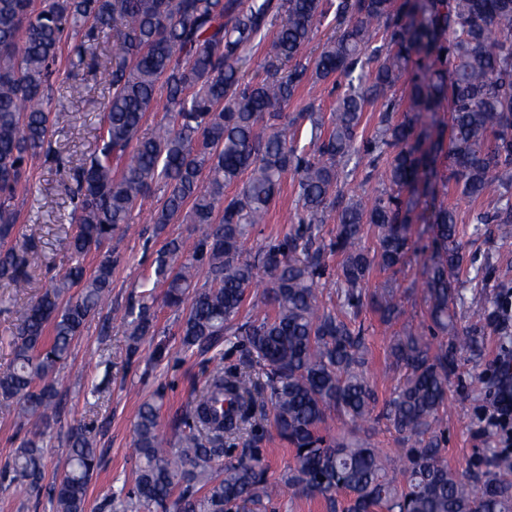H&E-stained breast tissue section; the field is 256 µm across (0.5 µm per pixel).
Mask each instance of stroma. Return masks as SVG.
<instances>
[{"label": "stroma", "instance_id": "35a3bbf8", "mask_svg": "<svg viewBox=\"0 0 512 512\" xmlns=\"http://www.w3.org/2000/svg\"><path fill=\"white\" fill-rule=\"evenodd\" d=\"M105 64L103 51L80 59L71 47H63L57 72L47 89L53 110L62 115L51 133L54 157L29 160L27 182L18 188L13 200L17 232L12 244L19 248L35 244L39 260L31 270L30 288L19 292L0 281V372L12 363V351L4 339L16 331L15 306L37 301L70 266L64 242L75 230L71 221L72 173L88 162L99 146L98 129L108 95L102 83ZM161 199V190L153 189L139 201L130 224L84 260L90 271L101 259L111 258L112 302L87 322L71 344L57 384L61 399L57 418L45 425L38 419H19L0 410V512H54L50 487L64 473L69 454L67 435L79 425L90 431L99 454L98 469L88 485L85 512H120L113 495L134 485L138 466L134 428L140 406L161 402V431L168 439H177L213 364L219 361L228 369H244L245 342L231 344L219 336L203 347L184 349L180 323L186 311L166 305L165 289L160 285L153 290L155 335L136 345L130 340L123 315L142 294L145 279L153 274L158 252L176 237L184 241L187 250H194L199 237L194 226L186 223L170 224L163 231H156L147 216ZM494 201L491 195L478 204L457 193L448 198L449 205L457 211L458 239L467 254L489 258L499 277L512 281V236H502L497 225L476 222L477 214L492 207ZM297 209L295 180L288 175L267 222L254 227L245 250L254 255L282 242L292 230L286 218L295 215ZM409 244L410 251L402 265L389 271L372 267L367 282L368 294L377 297L391 290L401 293L404 314L387 325L371 307L361 311L370 349L368 369L382 403L390 398L401 376L390 365L389 346L394 335L409 329L421 330L428 322L419 288L433 252L429 213L424 207H416L412 213ZM498 295V289L486 288L480 299L464 309L462 318L476 328L478 347L458 352V367L451 377L452 392L439 413L437 430L442 435L444 456L449 467L460 472L468 469L478 449L496 444L483 415L498 383L497 362L504 354L505 344L512 341L485 319V310L492 308ZM37 434L43 437L45 478L41 489L26 491L14 482L11 462L21 442ZM253 434L258 439L255 453L266 467L269 480H278L291 462L293 450L278 435L271 408L258 414Z\"/></svg>", "mask_w": 512, "mask_h": 512}]
</instances>
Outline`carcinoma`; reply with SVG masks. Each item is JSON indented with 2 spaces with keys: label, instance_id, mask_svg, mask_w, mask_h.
I'll use <instances>...</instances> for the list:
<instances>
[{
  "label": "carcinoma",
  "instance_id": "obj_1",
  "mask_svg": "<svg viewBox=\"0 0 512 512\" xmlns=\"http://www.w3.org/2000/svg\"><path fill=\"white\" fill-rule=\"evenodd\" d=\"M324 13V0H249L246 7L242 0H42L38 9L33 0H0V243L15 231L11 199L25 166L61 119L44 97L64 39L88 27L74 50L87 54L102 37L112 64L101 146L73 174L76 230L67 238L73 265L43 298L18 310L17 332L8 340L13 364L0 374V408L20 418L57 416V376L112 286V260L89 274L82 259L130 223L154 187L163 191L150 215L156 229L187 221L201 232L199 251L187 254L171 239L155 259V283L166 288V302L188 303L182 345L191 350L223 335L229 342L242 336L249 346L248 369L226 374L218 365L209 375L178 446L166 447L159 407H141L139 465L127 495L134 512H259L284 486L324 497L331 512L339 506L341 512H512V459L483 448L459 473L448 467L435 431L457 352L477 334L458 323L456 308L467 298L452 282L464 280L475 296L492 272L489 264L466 260L448 194L477 202L497 192L476 221L512 227V0H336L343 30L311 62L307 51ZM271 30L264 77L241 82V52ZM424 61L405 103L388 98L408 67ZM371 63L366 83L356 71ZM333 77L348 83L329 121L312 104L284 120L305 82ZM379 98L381 127L360 141L365 105ZM160 104L169 121L141 133L146 114ZM445 106L450 128L435 120L415 132L420 114ZM399 110L407 115L396 120ZM306 121L312 147L301 150L288 142V130ZM355 153L368 158L367 178L379 162L386 164L388 188L369 206L341 190ZM125 156L129 162L119 171L113 161ZM290 172L297 181V226L287 241L252 260L244 256V240L266 223ZM238 183L240 191L227 196ZM406 190L431 200L434 257L422 282L429 335L409 332L390 349L403 371L383 411L407 445L398 482L379 449L331 440L321 426L331 411L356 425L376 408L365 329L356 319L371 265L391 270L407 255L415 202L404 201ZM333 213L334 241L327 249L314 246L315 231ZM367 224L377 234L372 254L361 246ZM328 251L341 257L337 312L318 300L316 278ZM35 254L32 246L0 250V280L28 287ZM198 262L205 264L207 286L190 297ZM75 285L81 289L69 294ZM259 285L264 314L236 322L247 291ZM148 299L124 314L136 343L155 335ZM371 306L387 324L403 313L394 291ZM439 334L449 339L435 347L428 336ZM253 368L265 371L264 393L256 390ZM260 404L271 406L278 434L293 449V461L274 482L250 453L219 463L224 435L243 430ZM68 443L66 472L51 496L56 512H84L97 448L81 428L70 431ZM44 470L43 446L22 442L15 480L38 487ZM178 481L186 488L176 496Z\"/></svg>",
  "mask_w": 512,
  "mask_h": 512
}]
</instances>
